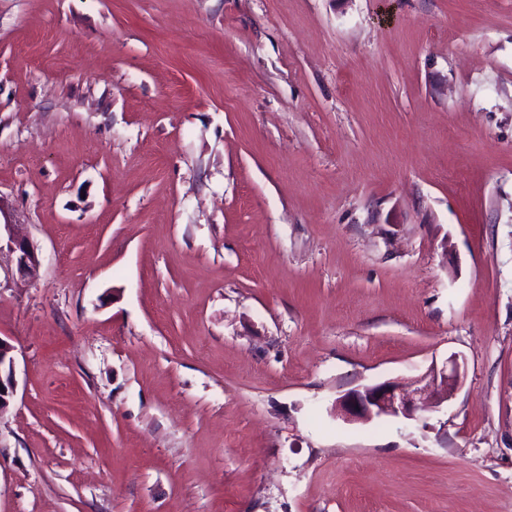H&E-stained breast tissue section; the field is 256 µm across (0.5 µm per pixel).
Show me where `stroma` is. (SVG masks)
Wrapping results in <instances>:
<instances>
[{
  "label": "stroma",
  "instance_id": "stroma-1",
  "mask_svg": "<svg viewBox=\"0 0 512 512\" xmlns=\"http://www.w3.org/2000/svg\"><path fill=\"white\" fill-rule=\"evenodd\" d=\"M0 202V512H512V0H0ZM2 203L0 202V254L2 242L6 239V248L14 257L15 272L21 278L33 280L37 277L40 268V257L37 246L26 237H20L15 233V226L5 217L1 222ZM12 352L13 346L0 338V414L8 407L16 387ZM422 387L406 390L387 382L365 385L336 398L334 412L345 421L367 422L381 416L417 419L422 412L439 408L452 398L461 383L460 365L451 360V369L432 368Z\"/></svg>",
  "mask_w": 512,
  "mask_h": 512
}]
</instances>
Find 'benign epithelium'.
<instances>
[{"mask_svg": "<svg viewBox=\"0 0 512 512\" xmlns=\"http://www.w3.org/2000/svg\"><path fill=\"white\" fill-rule=\"evenodd\" d=\"M3 241L14 257L16 274L24 279H35L40 268L37 246L30 239L17 235L15 224L8 219L0 222V243ZM12 352L13 346L0 338V413L8 407L16 387ZM426 378L424 386L413 390L392 382L350 390L336 398L334 412L345 421L367 422L376 417L399 415L416 419L452 398L461 383L460 365L453 360L451 369L433 368Z\"/></svg>", "mask_w": 512, "mask_h": 512, "instance_id": "benign-epithelium-1", "label": "benign epithelium"}]
</instances>
